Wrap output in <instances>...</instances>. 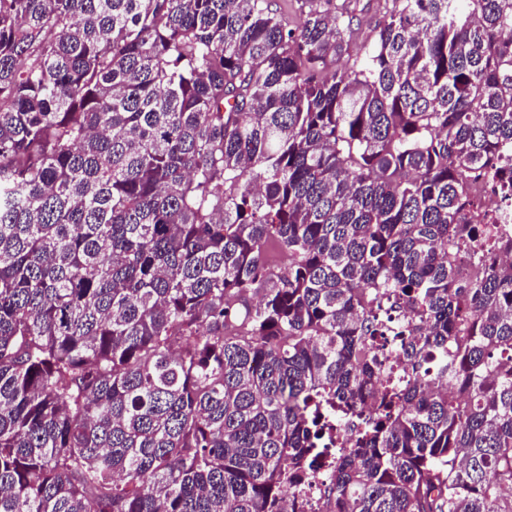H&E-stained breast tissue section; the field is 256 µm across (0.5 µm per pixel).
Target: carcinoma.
<instances>
[{"label": "carcinoma", "mask_w": 512, "mask_h": 512, "mask_svg": "<svg viewBox=\"0 0 512 512\" xmlns=\"http://www.w3.org/2000/svg\"><path fill=\"white\" fill-rule=\"evenodd\" d=\"M295 2L0 0V512H512V0ZM468 189L476 213L480 218H487L485 224H497L495 228L498 235L512 237L510 188L506 192V189L491 182L487 177L475 175L468 178ZM488 200L493 203L488 204ZM330 479V467L323 466L317 469L313 477L299 491H295V503H302V512H327V497L324 494L325 487Z\"/></svg>", "instance_id": "1"}]
</instances>
